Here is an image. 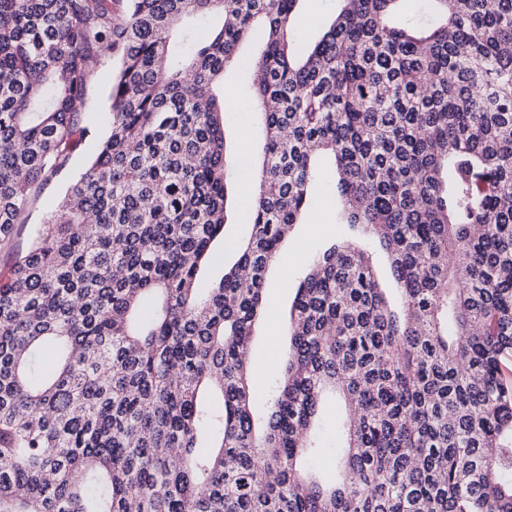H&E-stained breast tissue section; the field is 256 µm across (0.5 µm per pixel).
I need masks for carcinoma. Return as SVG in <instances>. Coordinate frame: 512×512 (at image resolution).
I'll return each instance as SVG.
<instances>
[{"mask_svg":"<svg viewBox=\"0 0 512 512\" xmlns=\"http://www.w3.org/2000/svg\"><path fill=\"white\" fill-rule=\"evenodd\" d=\"M0 0V246L92 137L89 60L116 58L110 130L0 280V512H512V0ZM218 14L201 38L186 19ZM264 26L250 236L202 286L239 181L224 76ZM338 223L253 384V327L318 159ZM334 393L341 456L305 467ZM336 0H304L294 19V27L301 40L312 42L334 19Z\"/></svg>","mask_w":512,"mask_h":512,"instance_id":"carcinoma-1","label":"carcinoma"}]
</instances>
